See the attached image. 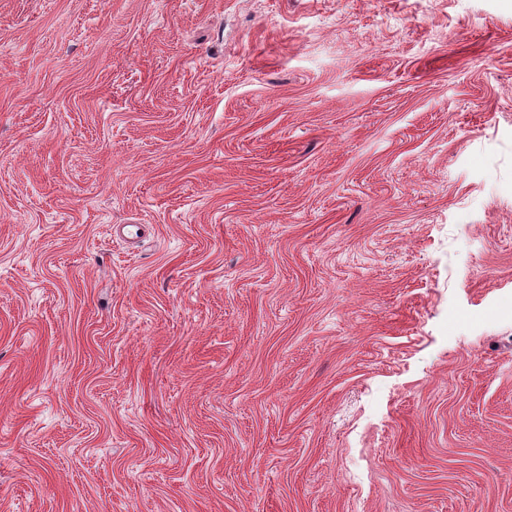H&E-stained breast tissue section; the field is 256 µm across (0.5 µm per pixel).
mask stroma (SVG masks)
Masks as SVG:
<instances>
[{"label":"stroma","mask_w":512,"mask_h":512,"mask_svg":"<svg viewBox=\"0 0 512 512\" xmlns=\"http://www.w3.org/2000/svg\"><path fill=\"white\" fill-rule=\"evenodd\" d=\"M0 512H512V0H0Z\"/></svg>","instance_id":"35a3bbf8"}]
</instances>
